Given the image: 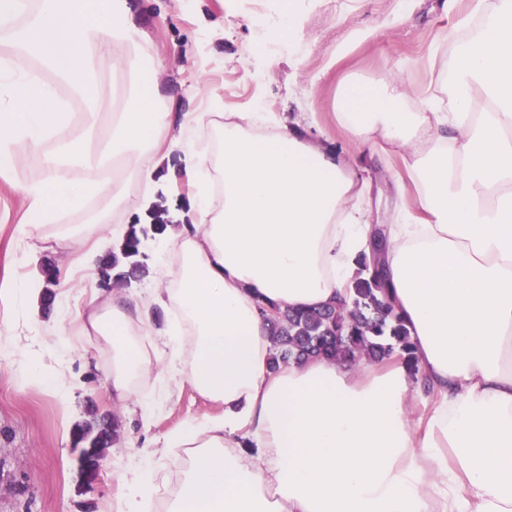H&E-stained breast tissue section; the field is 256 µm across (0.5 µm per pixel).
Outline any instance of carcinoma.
I'll return each mask as SVG.
<instances>
[{
	"mask_svg": "<svg viewBox=\"0 0 512 512\" xmlns=\"http://www.w3.org/2000/svg\"><path fill=\"white\" fill-rule=\"evenodd\" d=\"M146 235V229L133 224L124 245L112 252L116 282L127 285L135 278L140 270L135 257L140 254L142 237ZM370 265L371 257L359 259L349 306L278 308L268 317L274 366L310 357L370 363L397 352L409 371H418L406 321L387 299L384 272L372 274Z\"/></svg>",
	"mask_w": 512,
	"mask_h": 512,
	"instance_id": "obj_1",
	"label": "carcinoma"
}]
</instances>
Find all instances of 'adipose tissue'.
Returning a JSON list of instances; mask_svg holds the SVG:
<instances>
[{"mask_svg": "<svg viewBox=\"0 0 512 512\" xmlns=\"http://www.w3.org/2000/svg\"><path fill=\"white\" fill-rule=\"evenodd\" d=\"M146 55L130 0H0V176L40 160L20 185L25 223L131 204L127 177L149 185L184 159L193 203L168 228L147 298L88 303L118 396L161 356L167 384L224 407L165 437L190 451L165 512H512V0L458 41L447 98L390 74L343 88L336 119L351 141L405 160L397 218L379 228L344 153L216 98L173 115ZM109 74L127 86L107 114ZM412 95L420 111H404ZM378 231L418 373L393 355L271 369L268 310L348 305ZM43 291L40 278L0 284V344L19 338L10 310L39 313ZM158 308L171 314L161 325ZM122 486L117 512H156L154 471L132 468Z\"/></svg>", "mask_w": 512, "mask_h": 512, "instance_id": "1", "label": "adipose tissue"}]
</instances>
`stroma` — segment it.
<instances>
[{
  "mask_svg": "<svg viewBox=\"0 0 512 512\" xmlns=\"http://www.w3.org/2000/svg\"><path fill=\"white\" fill-rule=\"evenodd\" d=\"M445 0H308L293 51H276L270 73H260L254 58L268 38L265 20L280 0H136L139 24L165 70L163 97L182 112H201L208 97L222 99L228 112L253 106L308 122L315 144L344 150L366 188L368 219L389 223L397 200L395 176L404 172L399 154L369 155L358 150L336 124V102L346 84L373 86L394 71L404 84L443 95L445 67L455 37L476 24L475 0H460L447 12ZM401 7L403 20L392 11ZM452 33L439 41L441 31ZM38 165L31 157L11 178H0V282L39 274L42 266H75L69 281L53 286L31 324L46 349L26 358L0 351V512H114L118 478L128 465L149 469L164 461L158 484L168 492L180 472L183 449L162 454L160 442L172 430L203 416H219L223 405L209 402L190 385L174 387L153 401V385L140 387L126 405L112 398V347L78 318L92 293L114 292L111 247L92 260L82 251H63L51 242L55 225L43 229L48 241L37 261L28 257L30 240L21 223L18 189ZM149 210L108 215L103 228L134 224L149 228L173 223L189 206V191L157 186ZM66 386L67 404L54 389ZM153 404L149 420L141 405ZM118 424L119 438L106 448L93 472L79 461L73 444L76 426Z\"/></svg>",
  "mask_w": 512,
  "mask_h": 512,
  "instance_id": "1",
  "label": "stroma"
}]
</instances>
